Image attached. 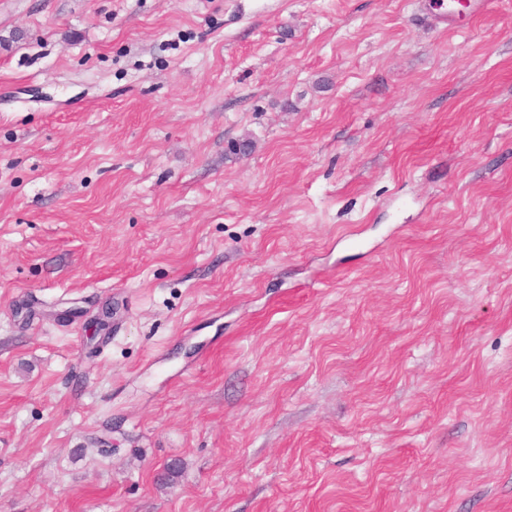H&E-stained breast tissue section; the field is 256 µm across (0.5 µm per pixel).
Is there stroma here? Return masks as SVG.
<instances>
[{"label":"stroma","instance_id":"35a3bbf8","mask_svg":"<svg viewBox=\"0 0 512 512\" xmlns=\"http://www.w3.org/2000/svg\"><path fill=\"white\" fill-rule=\"evenodd\" d=\"M447 10L0 0V512H512V0Z\"/></svg>","mask_w":512,"mask_h":512}]
</instances>
